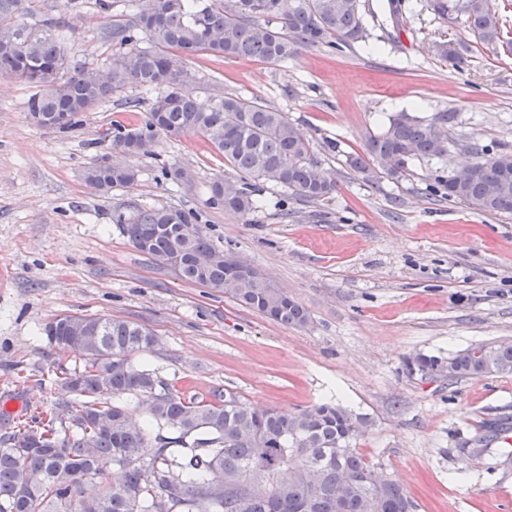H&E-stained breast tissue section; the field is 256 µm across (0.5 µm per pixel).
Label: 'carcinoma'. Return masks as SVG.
I'll use <instances>...</instances> for the list:
<instances>
[{"mask_svg": "<svg viewBox=\"0 0 512 512\" xmlns=\"http://www.w3.org/2000/svg\"><path fill=\"white\" fill-rule=\"evenodd\" d=\"M26 0H0V75L35 88L27 111L40 128L67 132L78 116L129 84L162 90L142 121L115 126L112 147L131 157L149 155L159 138L193 134L224 156L236 180L212 182L209 204L246 215L257 208L255 192L270 183L303 201L336 191V181L288 116L263 101L216 95L203 109L184 96V59L202 54L284 62L302 47L337 48L363 38L357 0H129L132 12L112 20L117 51L106 80L70 63L51 26L24 20ZM442 18L462 19L476 42L512 55L490 0H430ZM463 48L443 43L439 53L453 67L465 64ZM453 114L424 123L398 112L352 155V170L376 178L373 165L391 175L413 160L448 154ZM138 170L130 163L100 161L86 181L104 193L130 187ZM428 192L488 215H512V153L481 150L464 182L441 168L426 175ZM192 210L129 204L112 212L129 244L161 263L178 256V278L227 294L241 306L283 325L305 327L308 311L288 293L257 277V269L200 232ZM90 329L75 336L72 351L85 358L80 370L56 376L52 408L0 435V512H163L153 491H174L176 512H416L401 485L369 464L356 448L368 417L338 403L298 412L260 410L231 393L209 399L173 389L134 353L152 350L145 326L105 316L58 315L44 328L57 336L74 324ZM410 367L456 383L467 378L512 376V344H472L446 356L419 354ZM112 464V480H102ZM246 480L242 500L224 488Z\"/></svg>", "mask_w": 512, "mask_h": 512, "instance_id": "cac0c4a2", "label": "carcinoma"}]
</instances>
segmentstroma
<instances>
[{"instance_id": "obj_1", "label": "stroma", "mask_w": 512, "mask_h": 512, "mask_svg": "<svg viewBox=\"0 0 512 512\" xmlns=\"http://www.w3.org/2000/svg\"><path fill=\"white\" fill-rule=\"evenodd\" d=\"M96 0H32L27 20L64 21L66 57L94 68L112 56L113 17ZM358 0L363 40L342 50L306 47L270 64L199 55L184 91L210 105L218 93L258 97L285 112L336 180L307 202L264 184L247 215L211 207L209 187L232 168L202 137L161 139L133 158L137 182L102 193L85 171L111 156L112 129L139 123L155 92L130 85L64 133L27 112V84L0 76V411L27 419L50 408L58 355L42 329L58 315L112 316L150 328L151 353L133 355L190 394L230 392L262 409L296 412L328 400L367 416L357 442L418 505L417 512H512V376H425L408 363L478 342L512 339V216H490L426 190L423 161L369 182L348 156L390 115L424 122L450 112L458 141L439 160L452 170L479 148L512 149V55L472 44L461 69L436 50L468 40L430 0ZM187 169L191 183L162 167ZM136 203L199 213L198 230L288 292L307 326L275 323L225 294L177 278L135 250L112 222Z\"/></svg>"}]
</instances>
